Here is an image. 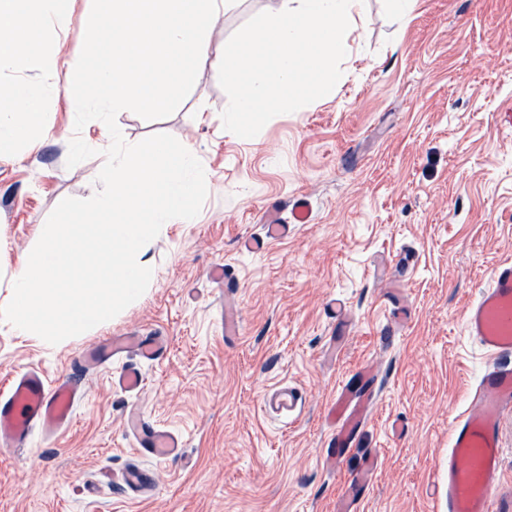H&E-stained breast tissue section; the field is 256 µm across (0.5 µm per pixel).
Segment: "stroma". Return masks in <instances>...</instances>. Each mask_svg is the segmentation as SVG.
<instances>
[{"label": "stroma", "instance_id": "obj_1", "mask_svg": "<svg viewBox=\"0 0 512 512\" xmlns=\"http://www.w3.org/2000/svg\"><path fill=\"white\" fill-rule=\"evenodd\" d=\"M92 0H70L68 28L0 72L46 87L48 135L0 159V303L59 199L101 185L110 142L94 120L75 132L64 87L82 50ZM282 0H236L210 33V65L171 115L116 117L128 141L168 133L191 142L208 195L190 224H167L146 246L145 293L108 324L48 346L0 321V378L37 368L70 372L87 346L131 331L160 336L128 396L113 366L92 369L75 424L34 433L23 456L0 450V512H336L364 483L360 512H443L437 482L452 421L470 402L486 359L467 335V306L498 262L512 260V0H418L399 17L362 0L334 100L272 118L250 139L224 129L228 97L212 62L252 16ZM81 135L97 154L67 167ZM306 196L312 221L258 254L269 207ZM223 265L237 284L242 328L224 336ZM343 299L352 325L326 310ZM379 371L371 421L339 462H325L327 410L359 371ZM298 387L294 422L265 412L279 384ZM178 433L181 457L156 463V486L121 488L142 465L124 429L131 407ZM492 512H512V414L501 424Z\"/></svg>", "mask_w": 512, "mask_h": 512}]
</instances>
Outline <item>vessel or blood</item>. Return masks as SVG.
Listing matches in <instances>:
<instances>
[{"instance_id":"b4317fda","label":"vessel or blood","mask_w":512,"mask_h":512,"mask_svg":"<svg viewBox=\"0 0 512 512\" xmlns=\"http://www.w3.org/2000/svg\"><path fill=\"white\" fill-rule=\"evenodd\" d=\"M311 221L307 197H297L287 216L264 226L260 236L244 239L248 252L258 253L269 241L287 236L291 226ZM465 328L490 357L472 395L471 406L451 425L448 463L442 473L447 484L446 512H490L500 466V424L512 410V262L499 263L491 283L465 313ZM163 347L141 333L114 336L85 348L80 362L91 365L119 362L115 384L121 391L137 394L145 387L143 364L158 360ZM376 376H369L359 393L341 391L331 407L336 428L328 455L349 446L376 399ZM84 392L73 375L49 378L37 369L18 373L0 384V446L26 447L34 429H68ZM302 401L295 388L278 386L263 400L265 409L293 415ZM125 427L139 454L161 461L182 447L181 437L148 419L142 412L128 415Z\"/></svg>"}]
</instances>
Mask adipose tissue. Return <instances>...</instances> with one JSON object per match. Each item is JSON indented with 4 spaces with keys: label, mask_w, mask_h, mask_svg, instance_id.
Segmentation results:
<instances>
[{
    "label": "adipose tissue",
    "mask_w": 512,
    "mask_h": 512,
    "mask_svg": "<svg viewBox=\"0 0 512 512\" xmlns=\"http://www.w3.org/2000/svg\"><path fill=\"white\" fill-rule=\"evenodd\" d=\"M69 0H0V69L32 57L49 30L65 28ZM46 91L0 80V157L15 155L48 130Z\"/></svg>",
    "instance_id": "1"
}]
</instances>
